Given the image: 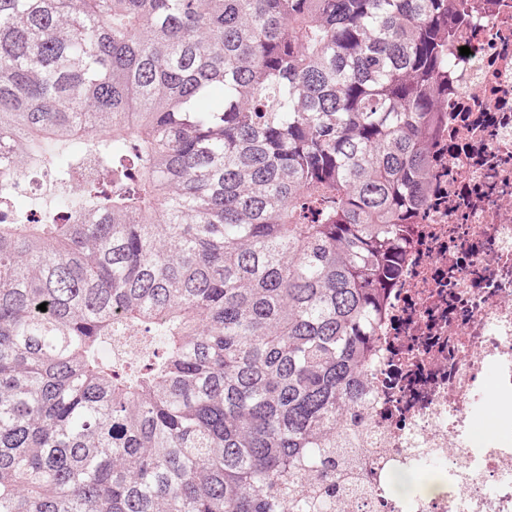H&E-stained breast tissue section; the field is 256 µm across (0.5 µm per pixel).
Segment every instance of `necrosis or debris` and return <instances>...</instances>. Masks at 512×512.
<instances>
[{"instance_id":"necrosis-or-debris-1","label":"necrosis or debris","mask_w":512,"mask_h":512,"mask_svg":"<svg viewBox=\"0 0 512 512\" xmlns=\"http://www.w3.org/2000/svg\"><path fill=\"white\" fill-rule=\"evenodd\" d=\"M466 2L470 53L452 55L430 188L345 423L352 512H512V0Z\"/></svg>"}]
</instances>
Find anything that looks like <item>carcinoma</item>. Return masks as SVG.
<instances>
[{
    "label": "carcinoma",
    "instance_id": "1",
    "mask_svg": "<svg viewBox=\"0 0 512 512\" xmlns=\"http://www.w3.org/2000/svg\"><path fill=\"white\" fill-rule=\"evenodd\" d=\"M466 20L0 0V512H336Z\"/></svg>",
    "mask_w": 512,
    "mask_h": 512
}]
</instances>
